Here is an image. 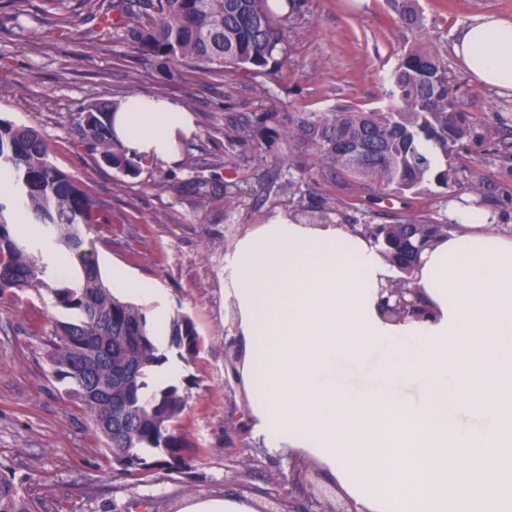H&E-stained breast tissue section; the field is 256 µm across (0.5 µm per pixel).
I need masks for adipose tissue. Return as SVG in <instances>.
Here are the masks:
<instances>
[{
	"label": "adipose tissue",
	"instance_id": "ef3b65f1",
	"mask_svg": "<svg viewBox=\"0 0 512 512\" xmlns=\"http://www.w3.org/2000/svg\"><path fill=\"white\" fill-rule=\"evenodd\" d=\"M452 50L473 78L512 92V17L469 19ZM112 133L130 153L172 163L195 123L177 101L133 94L112 113ZM455 229L427 246L412 272L421 316L390 318L382 300L398 275L368 236L349 225L279 215L238 239L224 268L232 289L239 368L254 430L268 447L294 451L344 478L358 512H394L368 474L367 417L421 385L418 418L455 434L448 403L501 423L512 413V233L487 212L459 208ZM369 363L370 385L353 392L343 364Z\"/></svg>",
	"mask_w": 512,
	"mask_h": 512
}]
</instances>
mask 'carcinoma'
Here are the masks:
<instances>
[{
  "label": "carcinoma",
  "instance_id": "obj_1",
  "mask_svg": "<svg viewBox=\"0 0 512 512\" xmlns=\"http://www.w3.org/2000/svg\"><path fill=\"white\" fill-rule=\"evenodd\" d=\"M388 4L410 35L391 74L389 105L305 112L288 138L343 178L362 180L380 194L404 195L431 179L448 185V168L438 167L439 160L448 159L457 144L478 143L482 136L459 109L460 86L448 76L447 63L424 41L417 0ZM102 14L112 15V28L126 43L165 60L170 79L178 75L170 63L184 59L201 71L254 72L265 71L278 56L288 60V16L276 15L268 0H108ZM112 109L102 102L84 110L83 140L106 164L134 176L138 160L112 137ZM1 181L10 190L0 191V296L14 289L43 290L66 311L48 353L53 376L67 383L123 472L188 467L190 444L177 426L187 396L173 384L151 391L147 379L168 360L162 348L184 361L198 353L193 321L173 316L160 339L142 308L112 294L83 232L100 223L101 206L51 161L50 146L35 128L0 119ZM10 206L38 226L37 235L7 220ZM358 229L381 245L401 273L396 287L409 288L423 248L454 225L412 218ZM45 242L69 253L78 266L76 283L58 278L44 255ZM0 512H38L14 475L1 467Z\"/></svg>",
  "mask_w": 512,
  "mask_h": 512
}]
</instances>
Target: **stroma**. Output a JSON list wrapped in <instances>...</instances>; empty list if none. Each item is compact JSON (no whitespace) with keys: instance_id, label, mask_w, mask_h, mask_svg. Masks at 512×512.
<instances>
[{"instance_id":"35a3bbf8","label":"stroma","mask_w":512,"mask_h":512,"mask_svg":"<svg viewBox=\"0 0 512 512\" xmlns=\"http://www.w3.org/2000/svg\"><path fill=\"white\" fill-rule=\"evenodd\" d=\"M99 0H0V118L37 129L53 162L104 206L86 232L104 280L113 267L160 289L169 314H185L199 351L177 361L188 395L178 428L191 465L119 474L87 412L51 374L48 343L64 317L33 290L0 296V463L39 512H177L190 495L287 499L293 483L342 512L352 496L323 464L275 452L254 434L238 369L242 349L224 266L236 240L278 213L335 220L344 210L373 224L448 221L451 204L477 200L512 231V93L477 83L451 51L478 14L512 15V0H418L427 34L461 86L460 109L482 134L452 155L447 186L372 199L361 183L319 168L289 140L303 112L385 107L406 36L387 0H303L288 24V63L265 73L198 71L189 61L165 79L160 62L119 41ZM141 93L181 102L196 130L177 163L143 160L137 176L102 161L79 126L90 104ZM259 132L232 141L245 120ZM293 184V194L280 193ZM479 193H472L471 184Z\"/></svg>"}]
</instances>
